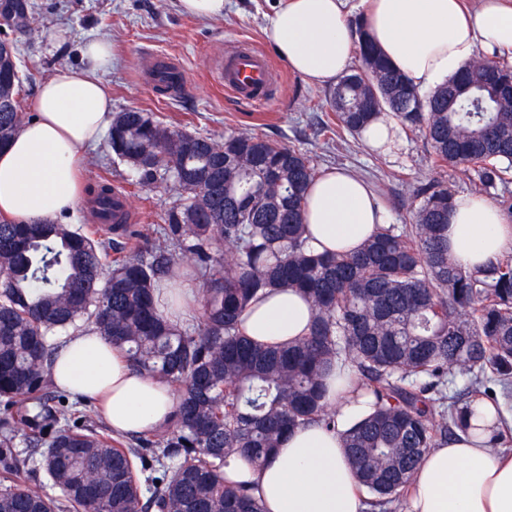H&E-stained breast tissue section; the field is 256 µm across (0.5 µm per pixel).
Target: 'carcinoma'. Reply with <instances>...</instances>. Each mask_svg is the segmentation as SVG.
I'll use <instances>...</instances> for the list:
<instances>
[{"mask_svg":"<svg viewBox=\"0 0 512 512\" xmlns=\"http://www.w3.org/2000/svg\"><path fill=\"white\" fill-rule=\"evenodd\" d=\"M361 66L331 94L336 132L360 133L382 111L423 132L439 167L461 166L483 190L512 171V98L481 83L495 60L468 63L420 95L357 28ZM12 40L0 37V147L26 121ZM458 88L448 100V86ZM366 101L371 111H359ZM112 153L142 185L176 193L159 243L106 268L109 242L84 224L0 219V512H261L225 458L264 465L283 435L317 422L336 431L324 378L349 368L374 413L344 437L373 508L404 494L424 453L464 427L485 375L512 391V256L476 272L448 255L452 195L426 187L411 224H383L359 251L316 254L303 207L320 174L297 148L238 134L220 143L172 130L154 113H118ZM112 187H89L96 213ZM185 262L202 283L201 324L171 322L154 291ZM267 289H294L312 309L309 335L287 347L240 331ZM92 329L177 394L168 428L132 441L91 409L51 390L60 337ZM471 379V398H448V373ZM24 431L58 490L24 482L15 450ZM146 475L140 479V475Z\"/></svg>","mask_w":512,"mask_h":512,"instance_id":"carcinoma-1","label":"carcinoma"}]
</instances>
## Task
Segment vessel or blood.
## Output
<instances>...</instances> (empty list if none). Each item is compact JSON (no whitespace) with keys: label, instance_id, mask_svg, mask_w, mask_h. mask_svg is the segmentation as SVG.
<instances>
[{"label":"vessel or blood","instance_id":"1","mask_svg":"<svg viewBox=\"0 0 512 512\" xmlns=\"http://www.w3.org/2000/svg\"><path fill=\"white\" fill-rule=\"evenodd\" d=\"M218 81L238 101L243 103L266 102L270 99L269 87L273 72L263 54L247 47H239L217 65ZM168 78L171 88H180L183 78L175 65L166 58L155 59L144 72L143 80L153 85L161 78Z\"/></svg>","mask_w":512,"mask_h":512}]
</instances>
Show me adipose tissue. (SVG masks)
Wrapping results in <instances>:
<instances>
[{
  "label": "adipose tissue",
  "mask_w": 512,
  "mask_h": 512,
  "mask_svg": "<svg viewBox=\"0 0 512 512\" xmlns=\"http://www.w3.org/2000/svg\"><path fill=\"white\" fill-rule=\"evenodd\" d=\"M361 20L374 44L421 92L436 89L468 62L512 61V0H359ZM289 67L317 86L335 83L350 67L357 35L348 0H283L265 27ZM112 68L107 42L92 37L76 67L56 69L33 101L34 117L0 149V213L19 223L53 221L79 200L76 174L86 148L112 122L105 75ZM303 219L319 252L357 251L385 224L370 187L348 170L328 169L310 186ZM448 253L476 270L512 254V221L484 195L453 197ZM311 307L298 293L273 290L244 315L250 338L282 345L308 333ZM51 378L56 387L95 401L114 431L140 433L170 423L176 401L170 387L135 368L127 355L94 331L63 337ZM356 384L330 387L326 401L337 429L310 423L291 431L268 462L255 469L229 457V480L250 485L265 512H365L343 448L344 432L370 412ZM466 429L429 449L411 479L404 512H512V457L491 451L494 432L512 426L472 404Z\"/></svg>",
  "instance_id": "1"
}]
</instances>
